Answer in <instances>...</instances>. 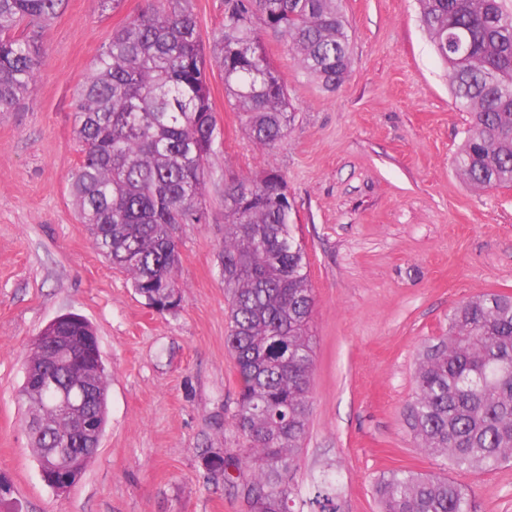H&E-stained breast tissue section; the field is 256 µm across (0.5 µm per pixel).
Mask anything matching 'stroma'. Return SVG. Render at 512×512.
<instances>
[{
  "label": "stroma",
  "mask_w": 512,
  "mask_h": 512,
  "mask_svg": "<svg viewBox=\"0 0 512 512\" xmlns=\"http://www.w3.org/2000/svg\"><path fill=\"white\" fill-rule=\"evenodd\" d=\"M146 6L63 0L42 32L34 91L0 113V476L11 485L0 512H250L203 454L242 453L238 374L224 346V190L267 171L288 185L315 296L296 490L308 497L326 480L340 512H378L376 479L410 467L467 486L477 512H512V462L450 466L416 448L405 423L418 353L446 330L450 310L512 291V186L477 190L457 175L471 115L455 102L417 0H343L352 65L333 91L253 19L295 119L281 143L256 149L220 71L211 73L219 136L205 219L176 228L182 299L163 314L97 253L67 181L80 153L74 107L92 62ZM67 313L96 330L108 405L96 454L62 495L40 477L20 391L36 337Z\"/></svg>",
  "instance_id": "obj_1"
}]
</instances>
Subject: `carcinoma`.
Wrapping results in <instances>:
<instances>
[{"label":"carcinoma","mask_w":512,"mask_h":512,"mask_svg":"<svg viewBox=\"0 0 512 512\" xmlns=\"http://www.w3.org/2000/svg\"><path fill=\"white\" fill-rule=\"evenodd\" d=\"M62 0H0V112L31 93L41 65L39 28ZM421 22L450 71L455 99L471 113L454 158L476 189L512 185V11L504 0H418ZM341 0H238L278 34L299 65L334 91L350 71L351 50ZM467 29L470 50L456 47ZM224 74L227 102L253 144H278L294 120L279 70L251 20L224 24L205 52L190 0H148V8L116 30L93 63L76 103L80 159L68 175L79 221L135 293L158 312L180 293L179 224H199L209 160L218 137L209 72ZM284 178L244 176L224 193L220 262L229 322L225 346L240 391L234 424L240 458L216 453L211 472L249 468L239 484L250 512H338L335 490L314 485L296 505L291 472L307 434L314 351V308L308 253L290 202L277 199ZM407 424L417 448L467 469L512 461V294L487 292L457 305L448 332L424 347L414 373ZM94 418L105 424L106 380L96 386ZM31 447L79 449L66 412L29 424ZM381 512H475L471 494L445 477L388 469L375 486Z\"/></svg>","instance_id":"carcinoma-1"}]
</instances>
